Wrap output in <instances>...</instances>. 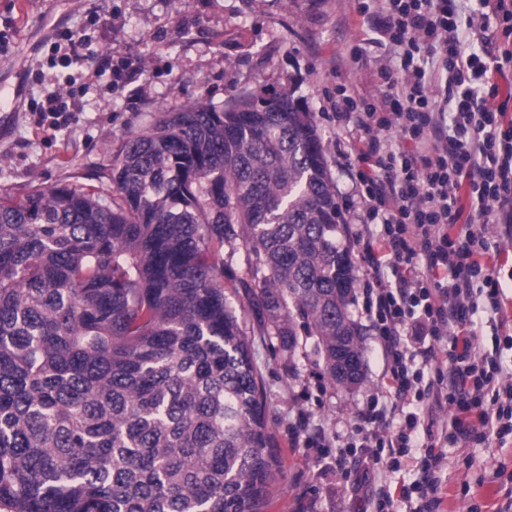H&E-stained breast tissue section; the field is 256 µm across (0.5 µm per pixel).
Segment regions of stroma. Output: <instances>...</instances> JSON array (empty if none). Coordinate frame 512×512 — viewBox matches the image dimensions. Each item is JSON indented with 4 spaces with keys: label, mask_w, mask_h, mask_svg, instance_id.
Listing matches in <instances>:
<instances>
[{
    "label": "stroma",
    "mask_w": 512,
    "mask_h": 512,
    "mask_svg": "<svg viewBox=\"0 0 512 512\" xmlns=\"http://www.w3.org/2000/svg\"><path fill=\"white\" fill-rule=\"evenodd\" d=\"M0 0L4 57L0 84L21 85L23 97L38 94L25 70L54 26L77 27L97 15L89 34L93 48L112 54L116 64L136 70L124 90L111 89L96 65L75 69L81 105L75 121L53 130L25 110L0 121V195L16 198L32 188L92 185L110 194L101 171L131 136L148 130L159 108L197 102L223 106L241 92L271 88L293 91L315 116L336 185L344 223L354 194L342 152L352 134L336 120V89L380 99V75L393 52L375 32L362 29V9L381 12V0ZM366 381L344 391L323 379V364L312 349H297V378H288L279 342L253 336L252 349L267 391V428L272 452L283 468L265 512H372L366 492L346 488L336 472L337 446L349 437L356 413L382 382L379 346L363 334ZM329 442L317 451L292 443L288 428L299 413ZM445 512H499L512 500V444L447 448Z\"/></svg>",
    "instance_id": "35a3bbf8"
}]
</instances>
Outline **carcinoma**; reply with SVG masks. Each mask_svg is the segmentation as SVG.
Instances as JSON below:
<instances>
[{
	"label": "carcinoma",
	"mask_w": 512,
	"mask_h": 512,
	"mask_svg": "<svg viewBox=\"0 0 512 512\" xmlns=\"http://www.w3.org/2000/svg\"><path fill=\"white\" fill-rule=\"evenodd\" d=\"M99 177L0 196V512H263L281 461L239 312L290 358L312 341L331 387L365 379L314 115L289 91L165 109ZM247 251L245 247L238 243L232 250L228 246H224V287L225 294L235 305L236 297L232 295L234 288H231L232 281L229 279V275L234 273L237 276H241L246 271Z\"/></svg>",
	"instance_id": "obj_1"
}]
</instances>
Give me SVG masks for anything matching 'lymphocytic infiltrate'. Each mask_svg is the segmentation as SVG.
<instances>
[{
  "label": "lymphocytic infiltrate",
  "mask_w": 512,
  "mask_h": 512,
  "mask_svg": "<svg viewBox=\"0 0 512 512\" xmlns=\"http://www.w3.org/2000/svg\"><path fill=\"white\" fill-rule=\"evenodd\" d=\"M478 2L463 23L457 0H387L377 31L400 57L399 68L381 70L387 93L377 104L345 94L336 105L362 132L347 152L369 226L360 314L387 377L359 411L349 445L389 472L407 464L414 472L410 483L373 488L376 512H443L446 447L512 441L502 349L477 352L474 331L477 313L493 318L502 308L487 227L512 232V117L492 80L512 73V48L491 38L496 24L512 32V0ZM465 30L479 53L463 55ZM51 50L50 66L80 67L92 55L114 89L128 80L110 55H93L84 29L58 30ZM437 64L448 74L441 88L432 83ZM464 185L469 211L458 195ZM406 400L414 409L399 412ZM446 408L453 414L444 420Z\"/></svg>",
  "instance_id": "obj_1"
}]
</instances>
